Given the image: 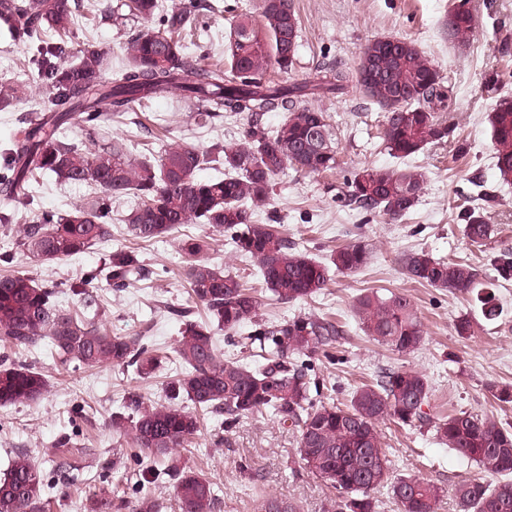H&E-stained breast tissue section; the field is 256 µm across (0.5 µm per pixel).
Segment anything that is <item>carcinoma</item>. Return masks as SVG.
<instances>
[{"label":"carcinoma","mask_w":512,"mask_h":512,"mask_svg":"<svg viewBox=\"0 0 512 512\" xmlns=\"http://www.w3.org/2000/svg\"><path fill=\"white\" fill-rule=\"evenodd\" d=\"M127 14L158 19L154 27L129 32L127 52L117 66L112 53L89 44L76 62L67 63L70 33L79 19L75 0H0V24L20 42L36 49L33 83L0 88V110L33 99L36 115L22 119L13 148L0 160V224H11L15 209L31 203L38 180L97 190L91 200L66 214L39 212L18 230L22 249L42 263L79 256L111 237L112 200L132 197L136 205L124 217L128 236L149 242L169 235L182 224H205L215 237H228L236 253L256 260L271 300L288 303L320 293L331 281V270L350 274L365 267L371 256L362 242L349 244L320 261L294 251L288 237L257 219L267 210L274 177L291 168L320 174L336 168V146L324 112L308 106L313 97L338 95L359 72L339 64L323 67L318 81L270 86L265 66L283 74L295 68L299 25L290 0H262L260 21L240 15L226 38L225 62L215 68L197 66L180 37L194 20L200 0H181L167 10L161 0H124ZM450 40L459 47L473 40L476 21L461 3H454ZM360 54L376 59L379 75L359 81L367 97L385 112L383 140L394 157L409 160L432 142L454 137L447 122L452 97L443 77L414 43L377 39ZM404 92L402 98L395 91ZM496 99L491 134L498 181L512 185V100L500 99L501 80L485 81ZM179 91L198 104V116L209 122L224 115L247 121L242 138L211 150L181 142L158 159L133 160L125 145L114 140L95 150L81 149L60 136L73 120L91 130L100 128L101 107L127 112L135 103ZM268 112L282 117L273 130L262 122ZM221 167L224 172L201 179L199 171ZM424 175L414 167L364 168L346 182L350 202L390 218L406 215L419 202ZM465 236L482 245L493 225L474 209L464 212ZM202 238L187 237L180 251L192 259L186 273L189 296L208 312L204 322L186 318L174 350L183 372L167 388V404L148 409L133 401L135 415H113V426L129 428L140 451L163 458L199 432L198 417L181 406L189 402L208 412L224 414L230 427L244 416L270 412L299 427L297 455L302 468L336 491L331 512H377L376 494L386 489L399 512H436L442 488L413 477L391 479V461L383 451L377 423L390 418L401 426L421 419L429 397L426 377L415 370H390L356 388L348 403H311L308 367L292 362L333 345L336 322L297 316L278 323L260 318L259 301L238 276L198 260L207 248ZM406 275L423 285L450 292H475L482 271L465 261L448 262L426 251L401 258ZM497 280L512 282V248L493 258ZM106 285L114 291L146 276L138 252L112 250L106 262ZM98 275L81 277L73 286L83 311L74 313L54 302L55 291L27 275L0 278V342L28 349L47 343L62 364L87 367H133L152 376L159 358L148 352L136 334L109 333L87 315L98 307ZM355 314L362 332L399 354L423 343V329L412 301L403 294L377 291L360 296ZM249 325L250 340L264 363L242 359L221 361L215 331L231 334ZM46 378L34 367L0 358V406L24 404L47 390ZM435 436L462 459L490 475H512V429L477 414H450L434 425ZM168 476L176 483L180 512H215L214 483L178 466H153L140 473V489ZM52 485L41 476L29 454L11 458L0 480V512H44ZM459 512H512V481H464L455 488Z\"/></svg>","instance_id":"obj_1"}]
</instances>
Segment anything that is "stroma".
<instances>
[{
	"mask_svg": "<svg viewBox=\"0 0 512 512\" xmlns=\"http://www.w3.org/2000/svg\"><path fill=\"white\" fill-rule=\"evenodd\" d=\"M453 0H291L298 17L300 38L292 79L315 80L321 66L336 61L356 68L359 52L377 38L413 41L453 88L450 119L456 124L458 145H426L411 164L425 176L418 205L400 219L366 212L349 202L345 182L367 167L398 168L399 159L385 149L381 129L384 110L372 103L358 85L342 95L311 100L325 112L336 141L338 166L320 175L287 170L274 179L272 211L281 230L296 248L323 260L332 250L356 241L371 249L369 264L351 273H332L321 294L288 304L270 301L255 262L234 254L228 240H210L204 224H186L152 244L135 245L148 274L126 290L99 288L97 322L115 333H140L156 349L161 364L155 375L140 378L134 368L74 367L54 362L46 348L10 350L11 359L35 366L48 379L39 399L0 407V478L19 450L28 451L44 476L54 477L53 512H91L101 497L112 500V512H132L139 497L136 476L151 466L152 457L134 448L129 437L113 428L112 414L122 402H163L164 387L179 371L173 349L180 323L169 307L188 304L187 262L178 241L187 236L209 239L204 262L239 276L262 301L263 319L280 322L296 316L329 317L343 331L335 348L306 358L310 375L319 385L314 402H344L360 384L385 369H413L425 375L430 395L422 418L398 427L389 420L377 425L383 447L395 462V477H416L440 486L444 495L437 512H456L453 489L465 480L482 478L477 466L461 461L439 443L434 424L439 418L466 411L493 417L512 427V404L498 402L489 383L512 385V282L496 280L493 258L512 248V186L499 185L491 140L490 116L495 103L484 92L488 74L499 73L502 93L512 98V0H467L476 18L473 42L454 47L443 32ZM83 16L73 30L67 62H75L85 44L93 43L120 62L133 21L118 24L100 20L104 7L120 9L122 0H82ZM221 10H201L193 37L200 45L199 64L206 67L224 58L225 35L235 15L257 12L260 0H220ZM31 46L12 41L0 31V85L32 80L37 74ZM244 124L235 118L201 122L192 100L181 93L144 102L130 112L106 114L99 135L89 136L80 125L69 130L71 139L86 149L121 140L133 159L159 157L170 144L186 141L201 148L239 140ZM495 192L493 206L478 199V191ZM90 197L87 186L40 183L29 208L16 212L14 223L0 226V277L26 274L55 287L58 302L79 305L71 283L86 273L104 274V259L116 245L131 244L123 218L133 206L130 198L112 203V236L75 258L55 263L32 261L16 245L19 225L39 211L69 210ZM480 208L495 232L485 246L471 245L464 233V208ZM425 250L434 257L479 267L484 282L500 307L496 320H484L471 293H451L422 286L407 277L401 266L404 253ZM406 294L423 324L424 341L409 354H398L363 334L354 313L357 298L368 290ZM468 318L471 330L461 336L454 325ZM69 447H59L63 436ZM298 431L272 414L257 413L225 427L223 415L207 413L201 430L186 447L172 450L171 460L205 475L220 490L219 512H261L275 497L296 505L297 512H325L334 490L302 470L298 464ZM82 483L68 485V469Z\"/></svg>",
	"mask_w": 512,
	"mask_h": 512,
	"instance_id": "35a3bbf8",
	"label": "stroma"
}]
</instances>
